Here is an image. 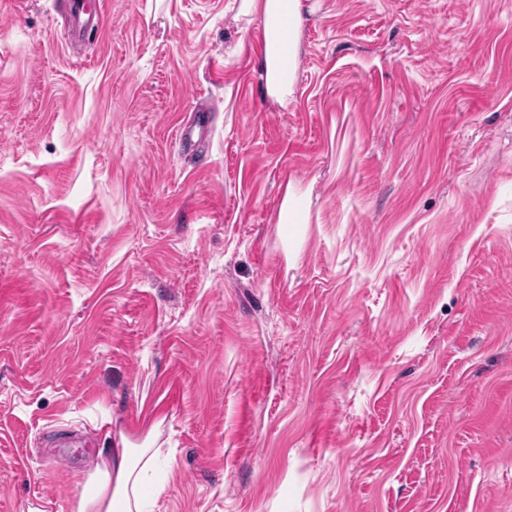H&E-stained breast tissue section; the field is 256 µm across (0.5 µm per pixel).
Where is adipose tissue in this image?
Wrapping results in <instances>:
<instances>
[{"instance_id":"adipose-tissue-1","label":"adipose tissue","mask_w":512,"mask_h":512,"mask_svg":"<svg viewBox=\"0 0 512 512\" xmlns=\"http://www.w3.org/2000/svg\"><path fill=\"white\" fill-rule=\"evenodd\" d=\"M311 11L309 0H240V15L263 28L260 77L267 96L282 105L294 93L303 23ZM159 455V449L119 438L100 451L72 512H151L152 503L163 491L151 481Z\"/></svg>"}]
</instances>
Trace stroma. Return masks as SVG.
<instances>
[{"label": "stroma", "instance_id": "obj_1", "mask_svg": "<svg viewBox=\"0 0 512 512\" xmlns=\"http://www.w3.org/2000/svg\"><path fill=\"white\" fill-rule=\"evenodd\" d=\"M314 3L282 106L236 0H0V512H512V0ZM302 210L301 197L296 193L292 186H287L281 207L278 213V221L282 224L293 223L291 222ZM160 448L130 444L120 435L98 455L94 471L71 506L72 512H151L163 486L151 485Z\"/></svg>", "mask_w": 512, "mask_h": 512}]
</instances>
